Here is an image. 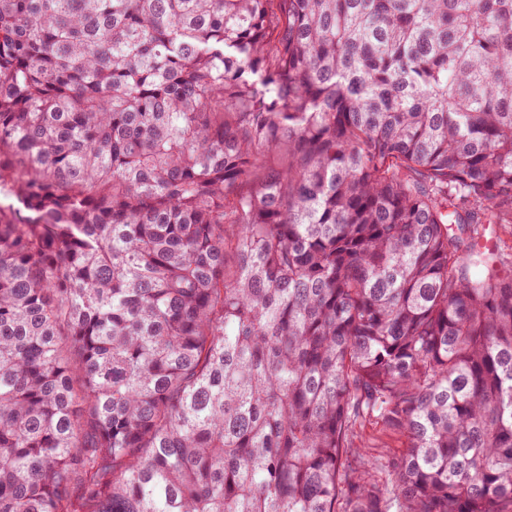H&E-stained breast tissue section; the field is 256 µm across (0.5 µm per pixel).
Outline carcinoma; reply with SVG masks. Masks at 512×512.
I'll return each instance as SVG.
<instances>
[{"label":"carcinoma","instance_id":"obj_1","mask_svg":"<svg viewBox=\"0 0 512 512\" xmlns=\"http://www.w3.org/2000/svg\"><path fill=\"white\" fill-rule=\"evenodd\" d=\"M506 225L512 0H0V512H512Z\"/></svg>","mask_w":512,"mask_h":512}]
</instances>
